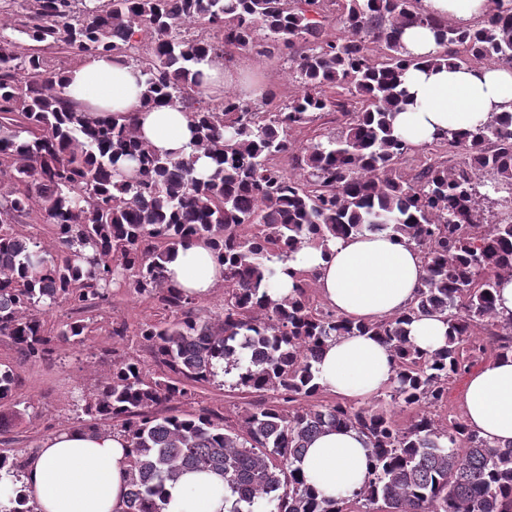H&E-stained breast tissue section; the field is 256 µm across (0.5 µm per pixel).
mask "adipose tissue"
Listing matches in <instances>:
<instances>
[{
    "label": "adipose tissue",
    "mask_w": 512,
    "mask_h": 512,
    "mask_svg": "<svg viewBox=\"0 0 512 512\" xmlns=\"http://www.w3.org/2000/svg\"><path fill=\"white\" fill-rule=\"evenodd\" d=\"M433 16L467 28L494 7L492 0H422ZM406 86L413 98L395 125L414 146L433 134H465L494 112H512V68L441 67L412 70ZM138 68L103 58H87L63 75V92L74 103L96 110L134 114L138 136L160 154L192 151L194 122L179 107L143 105ZM331 257L313 245L301 247L279 273L274 294L291 295L295 271L316 273L323 300L353 320H380L403 312L425 276L423 258L414 246L386 232L354 235L336 241ZM169 283L182 292L207 298L224 283V267L203 240L179 245L166 263ZM324 389L365 400L389 387L394 376L389 348L373 336L336 337L317 365ZM464 420L494 444L512 441V356L473 371L464 390ZM128 442L117 432L69 428L47 437L25 469L27 493L40 512H123L127 487ZM317 494L342 499L363 485L369 471L364 437L353 429H333L316 437L301 464ZM164 512H229L224 483L206 472H187L165 486Z\"/></svg>",
    "instance_id": "ef3b65f1"
}]
</instances>
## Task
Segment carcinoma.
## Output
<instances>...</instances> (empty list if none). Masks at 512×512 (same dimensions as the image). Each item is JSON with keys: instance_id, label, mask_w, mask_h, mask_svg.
<instances>
[{"instance_id": "carcinoma-1", "label": "carcinoma", "mask_w": 512, "mask_h": 512, "mask_svg": "<svg viewBox=\"0 0 512 512\" xmlns=\"http://www.w3.org/2000/svg\"><path fill=\"white\" fill-rule=\"evenodd\" d=\"M472 29L426 13L420 0H3L0 5V336L39 361L57 341L84 342L76 318L45 334L42 315L63 304L80 315L109 300L116 276L156 300L140 338L159 370L112 360L109 376L75 404L80 427L113 429L130 443L124 512H163L167 482L210 472L235 498L230 512H512V443L493 445L452 413L455 380L512 355V314L495 292L512 277V112H493L466 137L436 133L433 154L402 172L414 151L394 114L411 96V68L512 67V0ZM341 34L324 36L329 7ZM409 25L435 31L440 51L411 55ZM193 26L209 30L192 34ZM264 32L265 42L258 40ZM32 43L17 52L13 34ZM381 44L376 58L369 45ZM293 52L301 90L283 106L252 109L233 93L201 105L205 60L228 49ZM107 55L141 69L143 99L195 114V149L212 160L152 151L132 115L97 118L62 96L50 54ZM328 119L293 152L294 128ZM290 154L292 172L275 159ZM38 213L51 227L47 252L15 225ZM389 232L422 253L426 277L413 304L380 321H355L317 304L316 277L290 272L294 294H272L271 265L307 243ZM208 241L224 264V308L168 283L166 260L188 239ZM441 315L446 345L428 353L407 326ZM371 334L387 344L396 376L390 398L413 411L400 426L383 407L313 399L323 392L316 363L336 336ZM237 371L231 388L254 393L239 427L174 403L191 388ZM16 375L0 364V434L13 409ZM354 428L371 450L369 476L352 497L318 498L297 463L331 428ZM24 462L0 448V472L15 485L5 512H37Z\"/></svg>"}]
</instances>
